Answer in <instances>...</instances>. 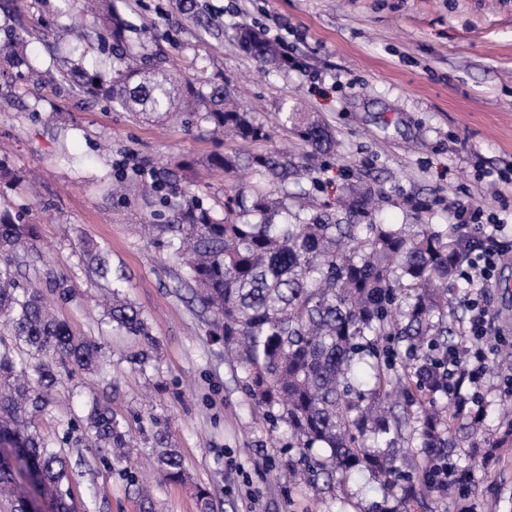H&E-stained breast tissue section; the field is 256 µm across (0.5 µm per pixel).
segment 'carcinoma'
<instances>
[{"label": "carcinoma", "mask_w": 512, "mask_h": 512, "mask_svg": "<svg viewBox=\"0 0 512 512\" xmlns=\"http://www.w3.org/2000/svg\"><path fill=\"white\" fill-rule=\"evenodd\" d=\"M182 11L213 36L222 28L197 0H180ZM88 28L112 38L104 69L70 67L66 80L80 92L102 96L135 115L157 122L178 119L187 126L241 141L266 140L269 132L238 107L234 93L214 83L209 91L171 75L162 56L135 50L128 24L114 0H76ZM241 46L258 61L280 67L284 54L265 34L242 28ZM0 62L20 78L42 80L16 37L0 47ZM283 130L292 129L309 150L299 156L269 152L242 160L231 152L211 165L232 175L247 165L257 181L224 199L218 217L195 197L178 205L167 225V247L182 259L183 283L211 314L213 334L244 374L249 395L296 440L308 470L327 480H343L355 470L372 473L384 491L376 512H400L389 505L400 481H410L394 451L399 430L416 418L420 447L440 454L471 448L488 457L500 440L482 433V419L450 421L443 402L447 362L443 353L456 335L448 294L460 288L459 272L469 244L459 224H345L339 214L367 217L374 190L343 188L334 209L313 213L297 203L308 192L291 194L288 182L309 170L317 154L333 150V131L318 115L277 113ZM37 225L0 216V501L7 512H28L16 493L14 464L38 486L54 492L53 512H75V473L64 453L73 434L103 454L107 462L129 460L133 451L125 418L106 399H93L86 413L68 422L60 438L41 434L35 418L51 403V391L77 368L104 373L101 347L75 335L50 308L47 297L19 279ZM95 276L108 284L106 310L112 329L137 336L145 349L131 356L142 366L154 344L140 310L124 293L127 274L112 267L109 251L81 242ZM46 288L60 299L71 289L49 275ZM325 453L311 460L307 451ZM160 477L185 478L183 461L166 431L153 436Z\"/></svg>", "instance_id": "1"}]
</instances>
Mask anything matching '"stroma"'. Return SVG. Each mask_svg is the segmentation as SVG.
<instances>
[{
	"instance_id": "35a3bbf8",
	"label": "stroma",
	"mask_w": 512,
	"mask_h": 512,
	"mask_svg": "<svg viewBox=\"0 0 512 512\" xmlns=\"http://www.w3.org/2000/svg\"><path fill=\"white\" fill-rule=\"evenodd\" d=\"M223 25L220 36L201 30L176 0H118L134 43L164 55L176 73L197 87L223 83L237 89L270 133L258 142H220L196 127L155 124L133 117L104 98L67 86L0 77V143L5 164L32 183L0 182V211L36 225L25 279L44 288L46 272L63 276L76 294L55 301L74 333L105 346L110 380L79 371L52 392L40 431L63 433L85 404L109 392L142 452L128 465L107 464L96 449L67 450L80 476L73 485L79 512H199L197 488L211 495L213 512H372L383 492L368 471L344 483L309 476L289 484L300 466L287 427L273 421L248 394L243 374L211 333L210 316L179 281L183 268L165 246L161 225L174 212L149 204L140 185L112 197L116 177L141 171L143 183L164 193L163 168L193 162L192 191L221 208L225 196L249 184L242 171L209 169L206 159L225 151L241 156L281 149L302 152L295 133L281 130L277 114L288 106L317 113L332 129L334 155L301 177L316 205L333 202L346 184L371 186L379 203L372 221L448 224V205L459 197L500 210L512 225V187L495 178L512 161V0H206ZM281 36L298 70L263 66L240 46L242 25ZM82 20L68 0H15L13 18L0 24L28 41L36 69L67 71L66 48ZM86 236L110 251L128 275L125 293L147 318L156 345L145 367L129 357L143 344L113 332L85 313L98 282L79 256ZM488 290L493 335L512 341V257ZM484 425L496 430L512 419V396L501 373L489 367L482 387ZM165 428L190 476L179 484L153 478L142 493L137 477L154 469L151 447ZM471 475L466 498L418 495L407 512H512V443L485 465L463 450L449 454Z\"/></svg>"
}]
</instances>
